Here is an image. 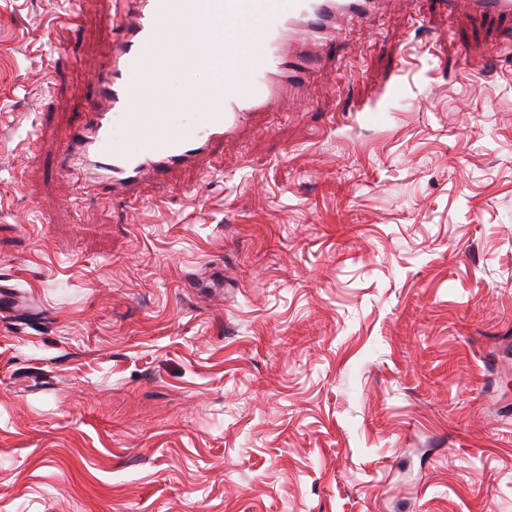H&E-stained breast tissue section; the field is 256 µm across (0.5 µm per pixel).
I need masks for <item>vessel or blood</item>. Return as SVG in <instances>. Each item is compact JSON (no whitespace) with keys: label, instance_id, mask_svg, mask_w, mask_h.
Wrapping results in <instances>:
<instances>
[{"label":"vessel or blood","instance_id":"b4317fda","mask_svg":"<svg viewBox=\"0 0 512 512\" xmlns=\"http://www.w3.org/2000/svg\"><path fill=\"white\" fill-rule=\"evenodd\" d=\"M129 0L122 14L108 13L112 49L94 77L93 101L85 122L61 135L66 160L62 176L75 175L85 195H106L131 206L144 200L147 183L211 158L224 139L236 135L277 101L300 92L319 69L317 46L335 36L342 18H367L378 0ZM476 14L512 22V0H470ZM237 18L240 30L227 34L224 74L213 86H198L185 71L182 100L166 97L171 51L187 30L213 27L220 14ZM259 33L243 39L244 30ZM140 96L163 99L160 111L130 114ZM204 107L195 122L182 112L183 100ZM124 125L142 147L125 149L113 135Z\"/></svg>","mask_w":512,"mask_h":512}]
</instances>
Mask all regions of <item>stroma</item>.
<instances>
[{
    "label": "stroma",
    "instance_id": "1",
    "mask_svg": "<svg viewBox=\"0 0 512 512\" xmlns=\"http://www.w3.org/2000/svg\"><path fill=\"white\" fill-rule=\"evenodd\" d=\"M106 11L0 0V512H512L511 28L383 0L132 207L60 175Z\"/></svg>",
    "mask_w": 512,
    "mask_h": 512
}]
</instances>
